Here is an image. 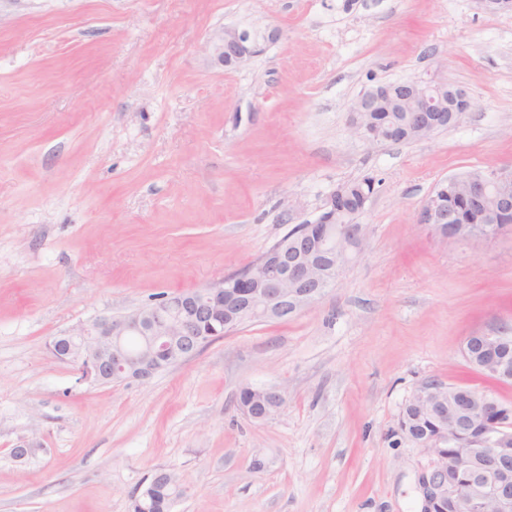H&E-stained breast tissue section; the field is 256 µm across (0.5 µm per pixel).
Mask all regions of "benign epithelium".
I'll use <instances>...</instances> for the list:
<instances>
[{
    "mask_svg": "<svg viewBox=\"0 0 512 512\" xmlns=\"http://www.w3.org/2000/svg\"><path fill=\"white\" fill-rule=\"evenodd\" d=\"M210 55L232 69L255 50L246 31L222 28L208 38ZM470 106L466 93L444 81L410 78L374 85L349 107L350 125L359 138L380 143L400 136L424 140L448 124L460 123ZM343 186L328 200L320 225L282 239L253 266L217 284L138 308L120 318L99 317L54 337L53 357L78 367L82 378L100 383L115 374L150 378L159 367L201 347L204 336L230 334L254 320H286L317 303L361 253L365 225L344 206ZM512 170H476L437 185L416 214V223L457 242L495 238L512 227ZM148 336L133 353L129 336ZM512 334L505 330L472 333L463 355L474 368L501 385H512ZM243 411L263 421L281 406L279 387L253 389ZM404 409L429 412L439 428L431 434L402 414L403 435L427 456L417 478L420 512H512V406L431 378L422 382ZM480 427L477 449L457 462L452 446L472 427Z\"/></svg>",
    "mask_w": 512,
    "mask_h": 512,
    "instance_id": "obj_1",
    "label": "benign epithelium"
}]
</instances>
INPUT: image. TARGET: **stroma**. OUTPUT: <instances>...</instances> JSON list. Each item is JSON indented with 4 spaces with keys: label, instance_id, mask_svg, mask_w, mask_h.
Returning a JSON list of instances; mask_svg holds the SVG:
<instances>
[{
    "label": "stroma",
    "instance_id": "35a3bbf8",
    "mask_svg": "<svg viewBox=\"0 0 512 512\" xmlns=\"http://www.w3.org/2000/svg\"><path fill=\"white\" fill-rule=\"evenodd\" d=\"M248 31L239 68L206 50ZM464 89L462 122L369 143L377 83ZM512 169V10L475 0H0V512H130L159 469L171 512H419L399 430L425 380L493 389L467 336L512 328V231L440 239L436 185ZM372 175L361 255L312 308L251 322L151 379L101 384L58 335L251 266L336 187ZM283 389L263 421L243 386ZM36 442L15 460L19 439ZM207 45L214 62L228 69L241 66L255 54L250 34L236 28L214 31Z\"/></svg>",
    "mask_w": 512,
    "mask_h": 512
}]
</instances>
